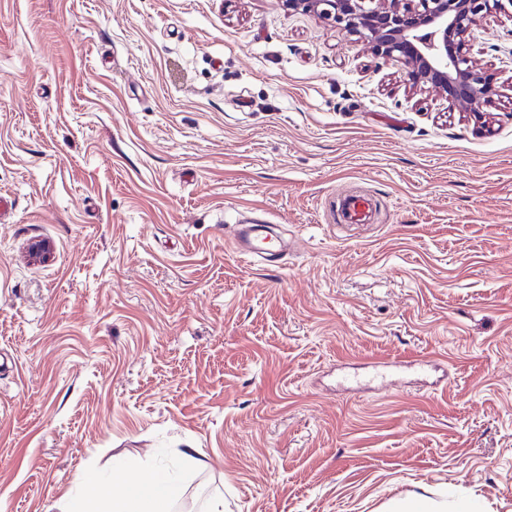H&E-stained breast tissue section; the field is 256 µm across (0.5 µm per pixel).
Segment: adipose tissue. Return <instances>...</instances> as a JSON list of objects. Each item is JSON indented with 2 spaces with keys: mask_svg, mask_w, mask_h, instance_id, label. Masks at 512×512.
I'll list each match as a JSON object with an SVG mask.
<instances>
[{
  "mask_svg": "<svg viewBox=\"0 0 512 512\" xmlns=\"http://www.w3.org/2000/svg\"><path fill=\"white\" fill-rule=\"evenodd\" d=\"M82 483L84 493L67 500L65 512H169L179 493L170 478H144L133 459L114 469L110 480L88 472Z\"/></svg>",
  "mask_w": 512,
  "mask_h": 512,
  "instance_id": "obj_1",
  "label": "adipose tissue"
}]
</instances>
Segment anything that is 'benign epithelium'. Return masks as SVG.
<instances>
[{"mask_svg":"<svg viewBox=\"0 0 512 512\" xmlns=\"http://www.w3.org/2000/svg\"><path fill=\"white\" fill-rule=\"evenodd\" d=\"M363 38L374 54L400 63L411 89L429 86L471 107L477 131L488 130L497 95L494 74L470 56L474 31L492 15L512 19V0H285Z\"/></svg>","mask_w":512,"mask_h":512,"instance_id":"obj_1","label":"benign epithelium"}]
</instances>
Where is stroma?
<instances>
[{"label": "stroma", "instance_id": "1", "mask_svg": "<svg viewBox=\"0 0 512 512\" xmlns=\"http://www.w3.org/2000/svg\"><path fill=\"white\" fill-rule=\"evenodd\" d=\"M470 54L485 134L282 0H0V512L132 458L171 512H512V20ZM372 213L371 200L363 195L345 196L343 199V218L346 224H366ZM280 245V239L272 226L263 224L245 225L237 230L233 242L236 253L250 256L258 251L273 252Z\"/></svg>", "mask_w": 512, "mask_h": 512}]
</instances>
